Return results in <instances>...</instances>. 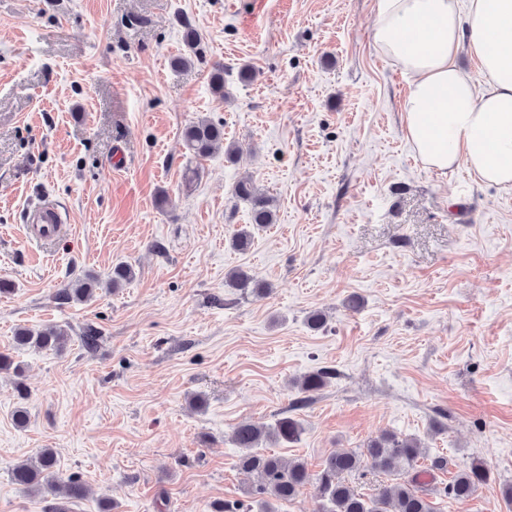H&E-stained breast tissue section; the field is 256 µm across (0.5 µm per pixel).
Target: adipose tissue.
Here are the masks:
<instances>
[{"label": "adipose tissue", "instance_id": "ef3b65f1", "mask_svg": "<svg viewBox=\"0 0 512 512\" xmlns=\"http://www.w3.org/2000/svg\"><path fill=\"white\" fill-rule=\"evenodd\" d=\"M374 41L409 80L404 131L421 163L512 188V0H380ZM463 50L483 85L457 67Z\"/></svg>", "mask_w": 512, "mask_h": 512}]
</instances>
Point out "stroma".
Returning <instances> with one entry per match:
<instances>
[{"label": "stroma", "instance_id": "1", "mask_svg": "<svg viewBox=\"0 0 512 512\" xmlns=\"http://www.w3.org/2000/svg\"><path fill=\"white\" fill-rule=\"evenodd\" d=\"M379 0H0V512H49L13 466L55 449L89 495L71 512H211L245 500L229 440L243 420L300 421L275 454L310 471L390 431L449 461L478 456L492 480L439 512H512V189L465 165L425 168L408 143L409 83L377 51ZM199 33L190 65L185 25ZM224 67L225 97L210 84ZM256 77L245 83L240 70ZM222 122L193 187L182 131ZM254 177L276 222L254 230L235 183ZM166 204H158L159 194ZM65 211L55 244L29 235L41 199ZM124 262L123 288L58 305L53 295ZM271 286L244 297L235 268ZM361 297L354 311L347 297ZM327 316L318 331L313 311ZM100 332L82 347L84 326ZM68 328L60 353L15 348V328ZM335 378L302 408L298 379ZM202 395V407L189 399ZM29 412L16 427L18 404Z\"/></svg>", "mask_w": 512, "mask_h": 512}]
</instances>
